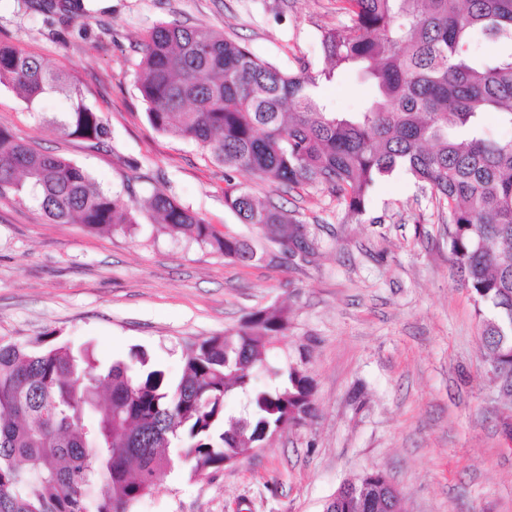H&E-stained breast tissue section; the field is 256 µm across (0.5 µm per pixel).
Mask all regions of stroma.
<instances>
[{
  "label": "stroma",
  "instance_id": "obj_1",
  "mask_svg": "<svg viewBox=\"0 0 512 512\" xmlns=\"http://www.w3.org/2000/svg\"><path fill=\"white\" fill-rule=\"evenodd\" d=\"M86 15L0 0V43L69 72L100 112L109 145L60 132L63 100L33 108L0 87V128L71 159L122 202L128 233L49 221L27 196L0 193V337L45 333L103 365L140 346L179 377L189 342L270 306L289 310L275 366L305 359L315 417L279 431L229 468L164 477L132 512H324L345 480L377 469L401 490L402 512H512V397L488 371L469 293L448 259L447 218L403 172L376 188L367 220L343 223L334 198L282 193L249 172L236 182L296 211L315 243L290 257L224 205V168L194 143L155 130L136 85L150 29L207 26L286 71L323 62L320 33L336 0H83ZM369 93L355 74L323 88L336 111ZM218 231L248 240L241 264L174 238L140 203L155 190Z\"/></svg>",
  "mask_w": 512,
  "mask_h": 512
}]
</instances>
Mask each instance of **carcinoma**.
Returning a JSON list of instances; mask_svg holds the SVG:
<instances>
[{
  "mask_svg": "<svg viewBox=\"0 0 512 512\" xmlns=\"http://www.w3.org/2000/svg\"><path fill=\"white\" fill-rule=\"evenodd\" d=\"M337 2L345 22L321 32V68L304 62L285 72L207 27L155 25L136 77L148 120L224 166L225 205L293 256L312 251L304 222L232 173L326 192L350 223L381 181L405 171L448 213L449 261L474 302L489 370H512V138L486 129L490 117L512 127V0ZM33 6L86 13L83 0ZM477 38L498 51L475 52ZM345 71L371 88L356 112L336 111L321 94ZM0 86L30 108L60 93L67 108L53 122L64 134L94 145L108 136L73 76L8 45H0ZM9 189L58 224L124 233L136 224V205L81 166L0 128V192ZM142 206L173 237L242 264L257 258L248 241L162 190ZM287 330L288 310L255 311L189 344L177 379L140 347L102 366L67 344L0 338V512H131L176 464L199 478L304 425L316 412L304 362H270ZM258 371L270 379L263 387L253 383ZM231 394L246 399L238 417L224 414ZM324 512H386V500L330 499Z\"/></svg>",
  "mask_w": 512,
  "mask_h": 512,
  "instance_id": "1",
  "label": "carcinoma"
}]
</instances>
